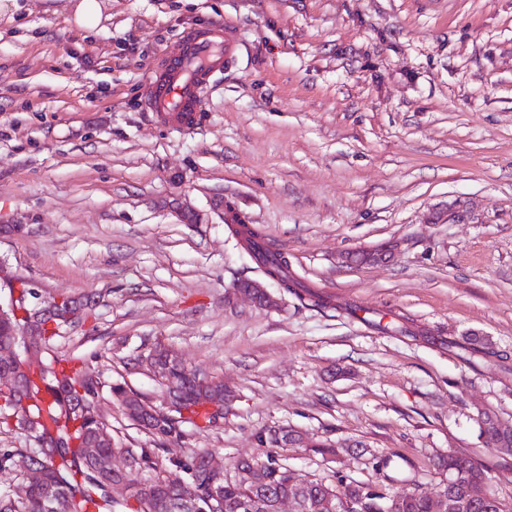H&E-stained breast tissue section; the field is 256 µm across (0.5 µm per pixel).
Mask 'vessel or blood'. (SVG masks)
Instances as JSON below:
<instances>
[{
    "mask_svg": "<svg viewBox=\"0 0 512 512\" xmlns=\"http://www.w3.org/2000/svg\"><path fill=\"white\" fill-rule=\"evenodd\" d=\"M242 45L234 32L215 26L190 32L182 52L170 58L148 85L146 106L173 129H194L211 76L237 63Z\"/></svg>",
    "mask_w": 512,
    "mask_h": 512,
    "instance_id": "obj_1",
    "label": "vessel or blood"
}]
</instances>
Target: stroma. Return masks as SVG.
I'll return each mask as SVG.
<instances>
[{
	"instance_id": "35a3bbf8",
	"label": "stroma",
	"mask_w": 512,
	"mask_h": 512,
	"mask_svg": "<svg viewBox=\"0 0 512 512\" xmlns=\"http://www.w3.org/2000/svg\"><path fill=\"white\" fill-rule=\"evenodd\" d=\"M76 2L0 16V262L38 298L93 297L50 347L96 378L117 447L155 449L138 480L185 479L169 458L207 450L228 476L271 454L332 485L432 492L452 452L512 503V452L481 425L512 427V0H100L91 32ZM222 24L240 62L173 130L147 83ZM233 210L331 307L265 281ZM243 279L277 307L235 296ZM399 318L413 335L374 326ZM473 333L506 363L449 348ZM159 345L223 381L220 424L160 439L127 416L114 385L164 404L139 361ZM276 427L338 454L262 445ZM482 426L489 442L496 445L499 443L511 444V448H498L503 451H512V430L503 429L498 422V417L491 412H484L481 418Z\"/></svg>"
}]
</instances>
